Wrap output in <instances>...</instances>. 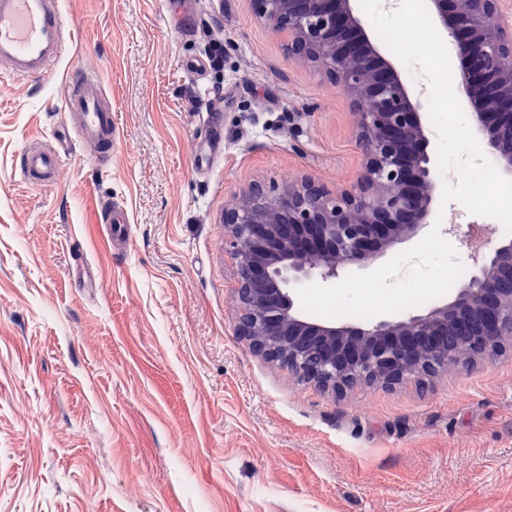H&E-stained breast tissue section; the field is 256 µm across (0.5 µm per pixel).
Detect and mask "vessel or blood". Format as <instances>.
Here are the masks:
<instances>
[{"mask_svg": "<svg viewBox=\"0 0 512 512\" xmlns=\"http://www.w3.org/2000/svg\"><path fill=\"white\" fill-rule=\"evenodd\" d=\"M69 34L61 0H0V78L41 81L64 59ZM67 110L77 112L81 123L79 142L95 146L111 157L118 142L112 118V100L98 76L76 72L64 96ZM67 156L65 148L27 147L19 155L17 169L24 183L44 186L53 182ZM101 221L110 235L126 239L129 225L125 212L103 201Z\"/></svg>", "mask_w": 512, "mask_h": 512, "instance_id": "b4317fda", "label": "vessel or blood"}]
</instances>
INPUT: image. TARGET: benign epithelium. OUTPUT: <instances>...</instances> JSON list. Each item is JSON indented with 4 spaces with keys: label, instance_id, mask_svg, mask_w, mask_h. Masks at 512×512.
Segmentation results:
<instances>
[{
    "label": "benign epithelium",
    "instance_id": "1",
    "mask_svg": "<svg viewBox=\"0 0 512 512\" xmlns=\"http://www.w3.org/2000/svg\"><path fill=\"white\" fill-rule=\"evenodd\" d=\"M354 0H251L256 16L292 35L288 52L319 63L349 97L365 163L357 187L332 194L312 178L268 199L260 184L224 210L235 260L237 334L257 352L283 351L297 376L336 395L349 374L392 388L501 355L512 340V242L474 258L475 273L448 302L400 320L323 324L302 317L287 285L327 282L347 264L369 266L429 223L439 183L427 151L421 96L368 31ZM433 24L459 61L455 93L471 129L512 176V7L506 0H428Z\"/></svg>",
    "mask_w": 512,
    "mask_h": 512
}]
</instances>
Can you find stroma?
Returning <instances> with one entry per match:
<instances>
[{"mask_svg":"<svg viewBox=\"0 0 512 512\" xmlns=\"http://www.w3.org/2000/svg\"><path fill=\"white\" fill-rule=\"evenodd\" d=\"M68 56L0 81V512H512V352L425 383L306 384L236 333L224 210L251 185L361 171L322 65L249 0H61ZM223 48L200 77L187 61ZM100 74L120 141L75 138L66 84ZM221 138L207 137V125ZM64 129L49 186L19 153ZM129 217L109 242L105 199ZM443 223L464 266L468 226Z\"/></svg>","mask_w":512,"mask_h":512,"instance_id":"obj_1","label":"stroma"}]
</instances>
